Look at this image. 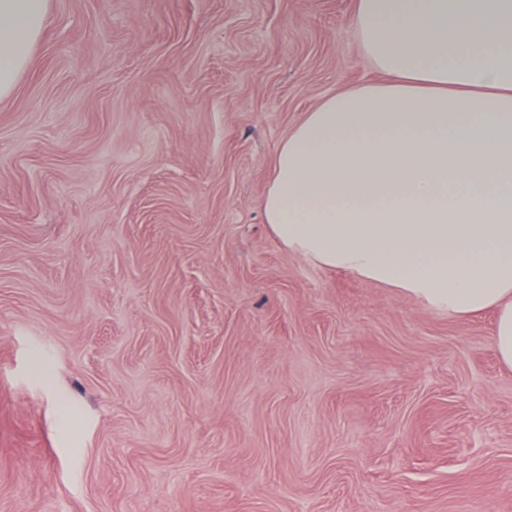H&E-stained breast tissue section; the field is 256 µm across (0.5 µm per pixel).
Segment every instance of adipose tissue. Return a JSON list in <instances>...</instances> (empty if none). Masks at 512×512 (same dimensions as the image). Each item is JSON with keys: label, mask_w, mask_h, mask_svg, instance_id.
Instances as JSON below:
<instances>
[{"label": "adipose tissue", "mask_w": 512, "mask_h": 512, "mask_svg": "<svg viewBox=\"0 0 512 512\" xmlns=\"http://www.w3.org/2000/svg\"><path fill=\"white\" fill-rule=\"evenodd\" d=\"M50 0H0V100ZM367 62L281 142L264 212L276 238L457 316L491 308L512 370V0H356Z\"/></svg>", "instance_id": "adipose-tissue-1"}]
</instances>
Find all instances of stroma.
I'll use <instances>...</instances> for the list:
<instances>
[{
    "label": "stroma",
    "mask_w": 512,
    "mask_h": 512,
    "mask_svg": "<svg viewBox=\"0 0 512 512\" xmlns=\"http://www.w3.org/2000/svg\"><path fill=\"white\" fill-rule=\"evenodd\" d=\"M355 0H51L0 100V512H512V371L286 249Z\"/></svg>",
    "instance_id": "stroma-1"
}]
</instances>
